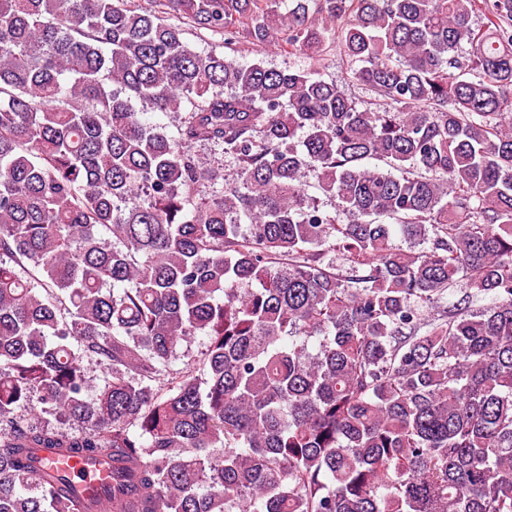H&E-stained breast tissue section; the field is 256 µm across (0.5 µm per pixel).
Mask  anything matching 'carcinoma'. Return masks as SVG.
I'll return each mask as SVG.
<instances>
[{"label":"carcinoma","instance_id":"carcinoma-1","mask_svg":"<svg viewBox=\"0 0 512 512\" xmlns=\"http://www.w3.org/2000/svg\"><path fill=\"white\" fill-rule=\"evenodd\" d=\"M282 2L0 0V512H512V0ZM258 59H263L265 65L282 70H301L309 67V60L299 55L281 53L280 51H267L264 54L255 56L254 54H243L238 57L240 63H252ZM328 60L324 61V65L320 71L322 77L326 80H335L341 84L345 92L353 99L358 101L362 106L364 102L379 103L375 94L369 91L365 86L348 79L350 75L349 64L347 59L340 53L331 54L327 57ZM65 466L85 492H89L88 489L97 486L107 475L106 471L102 468L98 466L95 468L89 467L84 461L77 457L70 458Z\"/></svg>","mask_w":512,"mask_h":512}]
</instances>
